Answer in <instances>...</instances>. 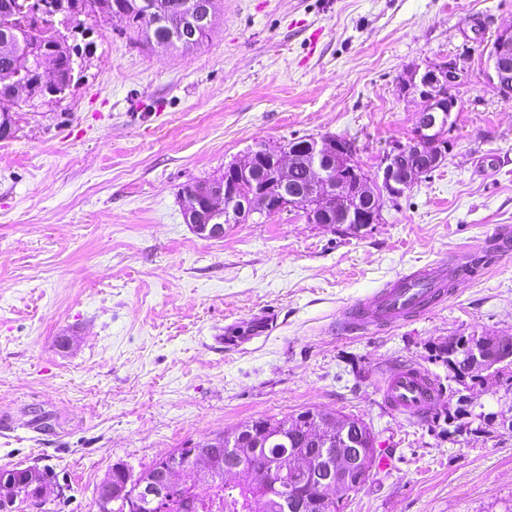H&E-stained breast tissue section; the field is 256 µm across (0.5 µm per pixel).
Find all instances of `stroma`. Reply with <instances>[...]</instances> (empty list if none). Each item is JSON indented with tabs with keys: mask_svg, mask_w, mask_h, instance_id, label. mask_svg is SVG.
Wrapping results in <instances>:
<instances>
[{
	"mask_svg": "<svg viewBox=\"0 0 512 512\" xmlns=\"http://www.w3.org/2000/svg\"><path fill=\"white\" fill-rule=\"evenodd\" d=\"M188 53L131 40L124 20L69 32L81 69L65 97L16 110L0 140V466L47 468L54 512H98L118 462L141 471L179 448L306 409L372 430L373 467L343 512H504L512 428L456 407L436 345L512 336V258L485 256L512 226V99L485 48L512 0H216ZM462 79L447 159L349 234L299 211L202 239L181 191L258 141L354 140L367 174L407 142L414 68ZM454 256L485 271L417 319L347 334L355 300ZM414 363L445 392L425 415L390 409L388 370Z\"/></svg>",
	"mask_w": 512,
	"mask_h": 512,
	"instance_id": "1",
	"label": "stroma"
}]
</instances>
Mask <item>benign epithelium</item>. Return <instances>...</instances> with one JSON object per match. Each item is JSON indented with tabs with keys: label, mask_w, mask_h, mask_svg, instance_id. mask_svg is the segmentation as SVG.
I'll return each mask as SVG.
<instances>
[{
	"label": "benign epithelium",
	"mask_w": 512,
	"mask_h": 512,
	"mask_svg": "<svg viewBox=\"0 0 512 512\" xmlns=\"http://www.w3.org/2000/svg\"><path fill=\"white\" fill-rule=\"evenodd\" d=\"M178 9L193 23V29H207L214 14V0H179ZM186 39L185 29H174L170 37L155 44L160 51L180 47ZM487 77L500 91L512 95V28L501 31L490 45L486 55ZM461 79L451 62L428 65L423 71H414L410 84L423 100L416 112L412 139L388 153L382 176L357 177L353 183L347 155H356L354 142L343 145L336 136L311 139L302 148L265 142L255 145L244 159L224 167V180L201 183L182 196V207L191 216L190 227L202 239L224 237V225L245 223L253 216L265 218L280 210L303 212L309 223H320L317 203H327L336 209L339 225L346 232H358L378 221L383 196L396 195L410 187L429 169L442 164L446 156L437 151V138L449 123L455 103L436 94ZM8 80L10 94L0 102L13 103L20 95L30 100L35 87L57 91L61 75L52 67L40 48L24 47L23 53L10 61ZM303 168L307 183L301 188L289 185L291 170ZM499 337L490 334L465 336L460 343L448 344V365L456 374L455 381L468 386V375L478 374L487 383L495 377L492 363L512 360V347L498 346ZM301 435L321 450L326 463L323 479L324 500L341 499L347 495L348 475L354 473L363 479L371 468L376 448L360 446V425L344 418L333 419L320 413H311L295 420ZM271 424L251 423L228 436L226 452H238L241 436L248 434L254 447H260L261 436L269 434ZM40 480L39 470L30 469L27 481L6 483L9 493L0 498V507L29 498L32 482Z\"/></svg>",
	"instance_id": "7a95c632"
}]
</instances>
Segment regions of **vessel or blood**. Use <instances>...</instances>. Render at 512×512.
Listing matches in <instances>:
<instances>
[{"instance_id": "b4317fda", "label": "vessel or blood", "mask_w": 512, "mask_h": 512, "mask_svg": "<svg viewBox=\"0 0 512 512\" xmlns=\"http://www.w3.org/2000/svg\"><path fill=\"white\" fill-rule=\"evenodd\" d=\"M478 274V267L461 257L413 270L345 308L339 324L346 331H365L420 315L444 302L450 283ZM382 395L390 409L422 415L437 401L439 391L422 369L405 364L389 369Z\"/></svg>"}]
</instances>
